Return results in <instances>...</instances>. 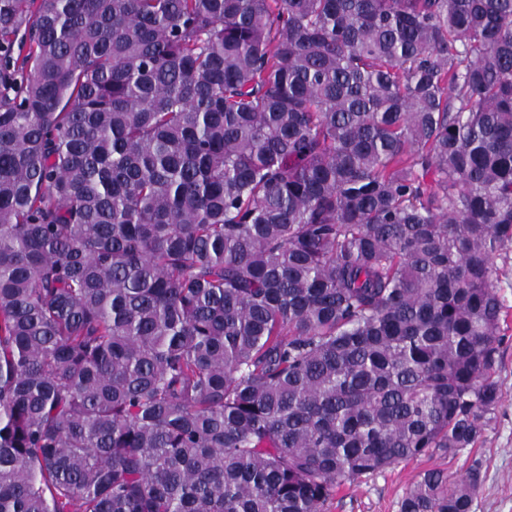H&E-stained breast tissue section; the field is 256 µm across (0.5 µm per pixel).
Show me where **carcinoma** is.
Segmentation results:
<instances>
[{"label":"carcinoma","instance_id":"carcinoma-1","mask_svg":"<svg viewBox=\"0 0 512 512\" xmlns=\"http://www.w3.org/2000/svg\"><path fill=\"white\" fill-rule=\"evenodd\" d=\"M511 252L512 0H0V512H323L473 447Z\"/></svg>","mask_w":512,"mask_h":512}]
</instances>
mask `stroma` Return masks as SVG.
Masks as SVG:
<instances>
[{"label":"stroma","mask_w":512,"mask_h":512,"mask_svg":"<svg viewBox=\"0 0 512 512\" xmlns=\"http://www.w3.org/2000/svg\"><path fill=\"white\" fill-rule=\"evenodd\" d=\"M496 292L508 313L497 355L502 398L481 439L454 456L437 453L412 459L344 483L325 512H400L406 490L424 471L438 468L454 480L475 465L482 482L472 512H512V264L501 275Z\"/></svg>","instance_id":"stroma-1"}]
</instances>
